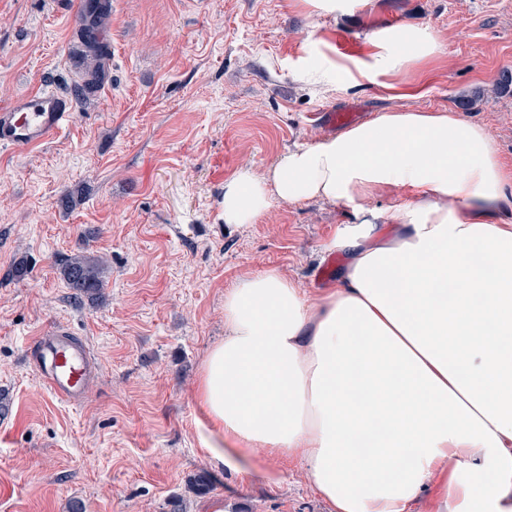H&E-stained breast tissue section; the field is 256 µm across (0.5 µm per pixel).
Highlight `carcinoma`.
<instances>
[{
  "mask_svg": "<svg viewBox=\"0 0 512 512\" xmlns=\"http://www.w3.org/2000/svg\"><path fill=\"white\" fill-rule=\"evenodd\" d=\"M110 16V0H89L80 12L77 35L81 40L79 59L83 78L70 88V94L78 104L87 101L106 76L112 57L108 34ZM104 273L103 261L93 256L77 255L65 259L61 265V275L67 285L89 296L97 294L103 287Z\"/></svg>",
  "mask_w": 512,
  "mask_h": 512,
  "instance_id": "carcinoma-1",
  "label": "carcinoma"
}]
</instances>
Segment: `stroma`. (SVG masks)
I'll return each mask as SVG.
<instances>
[{"label":"stroma","mask_w":512,"mask_h":512,"mask_svg":"<svg viewBox=\"0 0 512 512\" xmlns=\"http://www.w3.org/2000/svg\"><path fill=\"white\" fill-rule=\"evenodd\" d=\"M78 0H0V107L39 87L69 90ZM431 25L439 51L408 74L331 89L295 77L316 41L363 58L368 33ZM112 60L69 127L30 149L0 148V512H328L296 460L278 477L215 466L198 446L195 382L224 335V295L245 276L283 270L307 292L330 259L327 239L388 221L401 188L359 207L274 202L257 223L224 224V183L323 139L310 116L356 105L368 118L442 110L482 125L512 170V0H369L313 19L294 0H112ZM478 93L470 107L462 96ZM77 191L73 209L62 195ZM103 257L96 298L59 265ZM26 257L29 273L12 266ZM68 328L97 362L86 399L40 384L31 347ZM208 471L212 490L188 491Z\"/></svg>","instance_id":"obj_1"}]
</instances>
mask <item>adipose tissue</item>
Instances as JSON below:
<instances>
[{"instance_id":"1","label":"adipose tissue","mask_w":512,"mask_h":512,"mask_svg":"<svg viewBox=\"0 0 512 512\" xmlns=\"http://www.w3.org/2000/svg\"><path fill=\"white\" fill-rule=\"evenodd\" d=\"M371 54L316 52L297 74L328 87L409 73L430 26L373 29ZM396 187L389 234L330 239L335 288L308 295L270 268L224 295V336L195 389L202 451L245 476L299 458L330 512H512V176L479 124L394 109L224 184L220 216L273 202L359 204ZM266 457H256V449Z\"/></svg>"}]
</instances>
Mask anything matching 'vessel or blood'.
<instances>
[{
    "instance_id": "b4317fda",
    "label": "vessel or blood",
    "mask_w": 512,
    "mask_h": 512,
    "mask_svg": "<svg viewBox=\"0 0 512 512\" xmlns=\"http://www.w3.org/2000/svg\"><path fill=\"white\" fill-rule=\"evenodd\" d=\"M73 108L59 92L34 89L15 96L0 107V146L35 148L61 133L70 123ZM348 109L317 112L312 120L319 129L332 132L359 120ZM33 347L38 356L37 376L56 398L74 405L84 402L93 373L94 355L86 345L75 342L68 330L57 327L37 337Z\"/></svg>"
}]
</instances>
